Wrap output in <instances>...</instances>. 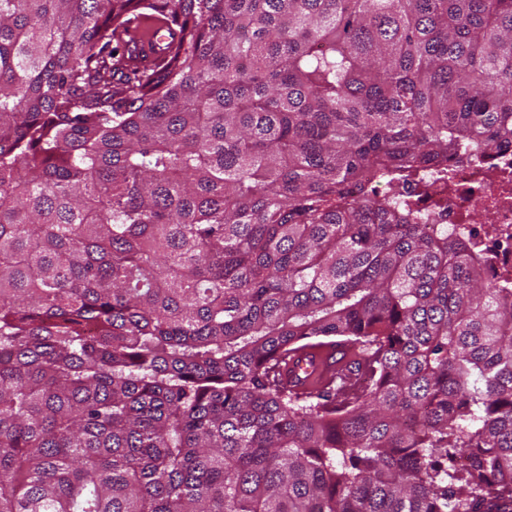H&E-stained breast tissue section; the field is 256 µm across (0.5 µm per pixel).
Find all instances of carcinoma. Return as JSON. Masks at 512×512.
I'll list each match as a JSON object with an SVG mask.
<instances>
[{
  "mask_svg": "<svg viewBox=\"0 0 512 512\" xmlns=\"http://www.w3.org/2000/svg\"><path fill=\"white\" fill-rule=\"evenodd\" d=\"M509 146L512 0H0V512H512V288L401 191ZM144 32L142 27H136L131 30L130 37L136 48V54H140V58H144L143 64L157 63L163 56L162 48L166 37L161 33L166 29L161 19L153 18L144 23ZM349 360V355L334 349L299 352L280 367L279 378L298 390H305L309 383L317 381L347 392L353 381V374L347 367Z\"/></svg>",
  "mask_w": 512,
  "mask_h": 512,
  "instance_id": "cac0c4a2",
  "label": "carcinoma"
}]
</instances>
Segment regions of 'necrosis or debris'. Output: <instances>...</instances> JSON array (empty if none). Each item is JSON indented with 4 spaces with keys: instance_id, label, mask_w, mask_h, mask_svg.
<instances>
[{
    "instance_id": "necrosis-or-debris-1",
    "label": "necrosis or debris",
    "mask_w": 512,
    "mask_h": 512,
    "mask_svg": "<svg viewBox=\"0 0 512 512\" xmlns=\"http://www.w3.org/2000/svg\"><path fill=\"white\" fill-rule=\"evenodd\" d=\"M429 221L466 237L489 261L493 279L512 286V149L488 161L452 163L448 183L433 182Z\"/></svg>"
}]
</instances>
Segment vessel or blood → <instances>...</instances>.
Here are the masks:
<instances>
[{
	"mask_svg": "<svg viewBox=\"0 0 512 512\" xmlns=\"http://www.w3.org/2000/svg\"><path fill=\"white\" fill-rule=\"evenodd\" d=\"M164 29V22L153 18L146 21L144 26L131 30L133 44L146 64L157 63L162 58ZM348 362L347 355L331 349L299 352L288 358L286 364L280 367L279 377L289 386L299 390L306 384L316 382L346 391L353 381V375L347 367Z\"/></svg>",
	"mask_w": 512,
	"mask_h": 512,
	"instance_id": "b4317fda",
	"label": "vessel or blood"
}]
</instances>
